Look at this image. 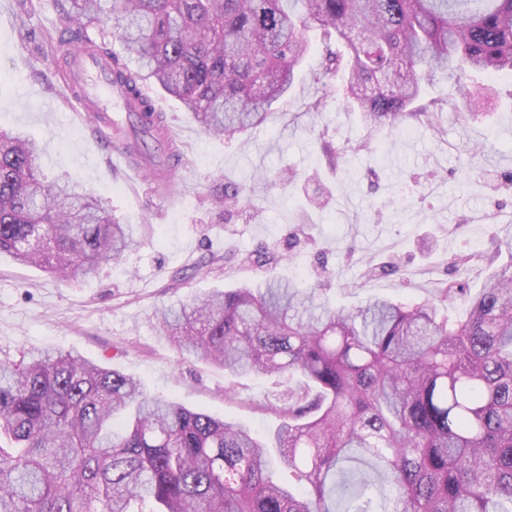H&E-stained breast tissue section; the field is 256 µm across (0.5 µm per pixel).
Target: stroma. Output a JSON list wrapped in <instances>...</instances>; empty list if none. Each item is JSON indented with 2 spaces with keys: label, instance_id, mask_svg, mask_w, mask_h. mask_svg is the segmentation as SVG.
Segmentation results:
<instances>
[{
  "label": "stroma",
  "instance_id": "35a3bbf8",
  "mask_svg": "<svg viewBox=\"0 0 512 512\" xmlns=\"http://www.w3.org/2000/svg\"><path fill=\"white\" fill-rule=\"evenodd\" d=\"M64 26L58 0H0V130L26 131L41 147L45 178L91 190L134 225L141 245L96 278L72 282L0 254V362L33 347L73 350L133 375L149 394L264 434L277 424L269 405L279 387L254 375L232 381L222 369L181 355L158 335L157 309L258 281L264 270L251 259L264 247L274 255L275 274L310 284L327 271L325 297L346 307L375 297L411 304L432 297L462 252L491 253L499 264L512 259V76H465L490 92L476 120L463 117L451 85H426L427 98L448 100L440 137L420 127L369 128L332 97L308 110L322 93L316 50L289 96L244 143L203 135L178 101L159 93L183 171L173 191L158 193L114 169L72 109L63 91L64 46L43 45L46 33ZM325 141H365L369 148L338 172L321 148ZM473 145L482 155L470 166L464 152ZM290 169L303 179L281 184ZM258 171L264 182L249 204L229 216L214 210V189L250 182ZM212 254L218 263L195 273L194 264ZM369 260L398 263L399 271L366 277ZM228 386L234 398H225Z\"/></svg>",
  "mask_w": 512,
  "mask_h": 512
}]
</instances>
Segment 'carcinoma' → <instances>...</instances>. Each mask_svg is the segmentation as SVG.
<instances>
[{"label":"carcinoma","mask_w":512,"mask_h":512,"mask_svg":"<svg viewBox=\"0 0 512 512\" xmlns=\"http://www.w3.org/2000/svg\"><path fill=\"white\" fill-rule=\"evenodd\" d=\"M66 42L112 64L126 95L134 157L167 186L178 151L163 147L164 113L145 92L179 100L200 131L231 139L264 124L323 36V83L372 128L442 132L448 99L422 86L453 81L464 111L480 108L466 72L512 73V0H65ZM103 23L123 45L88 40ZM343 167L363 142L322 143ZM39 147L0 132V254L55 279L95 275L138 244L101 199L39 172ZM251 189L214 199L231 212ZM418 304L385 298L338 307L301 281L268 274L214 288L156 313L181 352L224 369L301 378L269 406L264 438L148 394L131 375L76 351L32 349L0 364V512H512V262L469 294L460 276ZM461 301L460 317L440 313ZM357 449L375 464L336 479ZM387 485L394 506L375 507ZM347 506L336 507V498Z\"/></svg>","instance_id":"1"}]
</instances>
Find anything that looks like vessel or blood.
Returning <instances> with one entry per match:
<instances>
[{"label":"vessel or blood","mask_w":512,"mask_h":512,"mask_svg":"<svg viewBox=\"0 0 512 512\" xmlns=\"http://www.w3.org/2000/svg\"><path fill=\"white\" fill-rule=\"evenodd\" d=\"M70 57L68 89L72 99L80 111L88 113L98 141L111 151L113 165L131 167L125 147L112 138L116 115L124 111L125 103L112 85L110 69L96 58L75 50Z\"/></svg>","instance_id":"b4317fda"}]
</instances>
